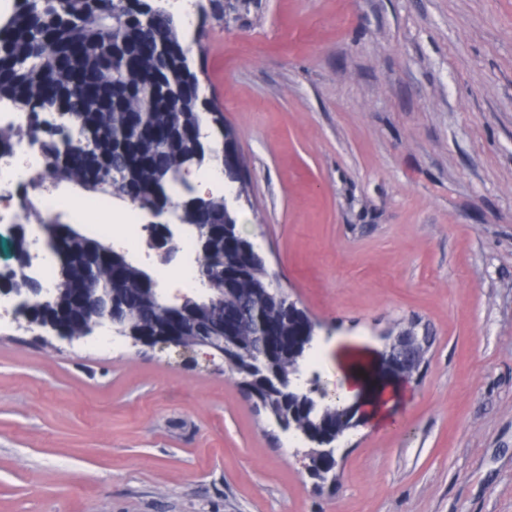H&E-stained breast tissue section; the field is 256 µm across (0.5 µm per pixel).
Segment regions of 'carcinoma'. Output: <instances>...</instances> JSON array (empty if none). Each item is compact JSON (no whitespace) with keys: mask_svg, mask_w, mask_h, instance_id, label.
Segmentation results:
<instances>
[{"mask_svg":"<svg viewBox=\"0 0 512 512\" xmlns=\"http://www.w3.org/2000/svg\"><path fill=\"white\" fill-rule=\"evenodd\" d=\"M159 39L172 52L184 50L183 34L174 20H160L148 31L112 27V19L103 15V0H27L18 4L0 26V103L30 109L29 133L41 140L46 167L52 173L55 187L63 185L80 189L92 199L101 192L86 173L103 181L114 172L132 171L136 187L164 180V195L169 201H182L190 191L179 176L182 165L181 147L149 141L129 143L124 151L112 149V133L127 124L134 113L157 126L172 123L173 116L164 102V88L187 90L179 69L158 57H139L140 41ZM115 77L130 89L122 97L112 94ZM62 105L78 116L74 127L78 133L91 131L97 151L86 162L88 171L70 164H59L56 136L41 127L37 109L46 105ZM28 221L41 227L47 246L55 245L61 231H66L65 248L58 251L53 285L69 288L80 281L89 288L103 287V279L90 274L92 258L108 244L91 234L84 224H63L58 219L31 209ZM206 269L213 287H222L226 268L216 255L206 258ZM124 297L130 317L150 321L158 312V304L149 298L142 279L149 273L137 265L126 267ZM267 280L271 273L258 267L243 276L232 309L243 312L255 303L251 288L254 279Z\"/></svg>","mask_w":512,"mask_h":512,"instance_id":"cac0c4a2","label":"carcinoma"}]
</instances>
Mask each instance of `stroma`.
Segmentation results:
<instances>
[{"label":"stroma","instance_id":"obj_1","mask_svg":"<svg viewBox=\"0 0 512 512\" xmlns=\"http://www.w3.org/2000/svg\"><path fill=\"white\" fill-rule=\"evenodd\" d=\"M239 228L367 422L316 487L221 360L0 329V512H512V0H196ZM431 338L385 374L387 327ZM218 120L221 123V129L217 130V147H212L213 151V159L215 162H220L222 160V147L224 144V159L226 160L225 166H224V177H226V174L231 179V181L235 182L238 180L237 175V163H236V156L233 151V146L231 144V141L228 137L224 139V123L221 121V119L218 116ZM219 138H221V147H219ZM226 169V171H225Z\"/></svg>","mask_w":512,"mask_h":512}]
</instances>
